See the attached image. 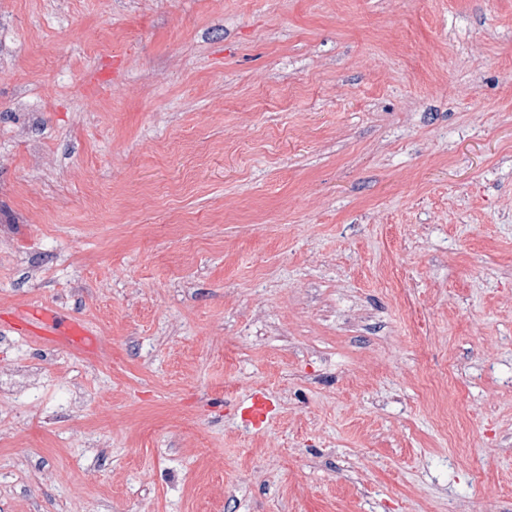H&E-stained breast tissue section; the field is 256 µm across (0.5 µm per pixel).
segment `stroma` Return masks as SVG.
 Wrapping results in <instances>:
<instances>
[{
  "instance_id": "stroma-1",
  "label": "stroma",
  "mask_w": 512,
  "mask_h": 512,
  "mask_svg": "<svg viewBox=\"0 0 512 512\" xmlns=\"http://www.w3.org/2000/svg\"><path fill=\"white\" fill-rule=\"evenodd\" d=\"M0 512H512V0H0ZM24 326L34 327L35 336L39 340L51 336L83 348H91L96 344L93 333L82 320L68 316L51 305H41L29 310Z\"/></svg>"
}]
</instances>
